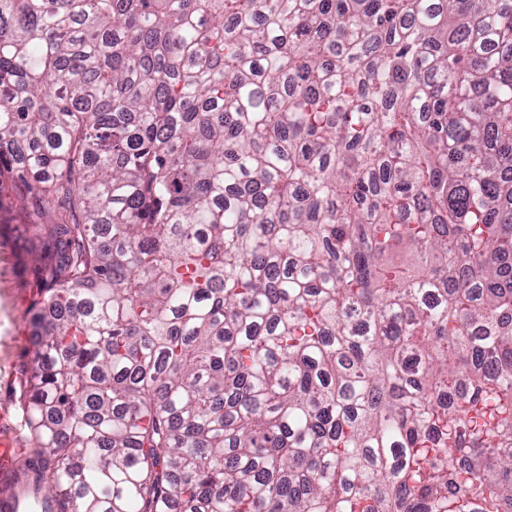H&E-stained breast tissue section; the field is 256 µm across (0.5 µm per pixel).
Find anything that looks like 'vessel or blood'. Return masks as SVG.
<instances>
[{
    "label": "vessel or blood",
    "instance_id": "b4317fda",
    "mask_svg": "<svg viewBox=\"0 0 512 512\" xmlns=\"http://www.w3.org/2000/svg\"><path fill=\"white\" fill-rule=\"evenodd\" d=\"M7 419L0 414V512H38L35 487L20 472L22 450Z\"/></svg>",
    "mask_w": 512,
    "mask_h": 512
}]
</instances>
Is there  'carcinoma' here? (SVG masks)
<instances>
[{
  "label": "carcinoma",
  "instance_id": "carcinoma-1",
  "mask_svg": "<svg viewBox=\"0 0 512 512\" xmlns=\"http://www.w3.org/2000/svg\"><path fill=\"white\" fill-rule=\"evenodd\" d=\"M18 185L55 512H512L502 0H0Z\"/></svg>",
  "mask_w": 512,
  "mask_h": 512
}]
</instances>
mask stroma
<instances>
[{"mask_svg": "<svg viewBox=\"0 0 512 512\" xmlns=\"http://www.w3.org/2000/svg\"><path fill=\"white\" fill-rule=\"evenodd\" d=\"M19 199L10 195L0 200V409H7L19 434L24 454L37 443L24 424V366L28 360L30 303L38 291L34 264L20 257L19 232L23 223Z\"/></svg>", "mask_w": 512, "mask_h": 512, "instance_id": "obj_1", "label": "stroma"}]
</instances>
